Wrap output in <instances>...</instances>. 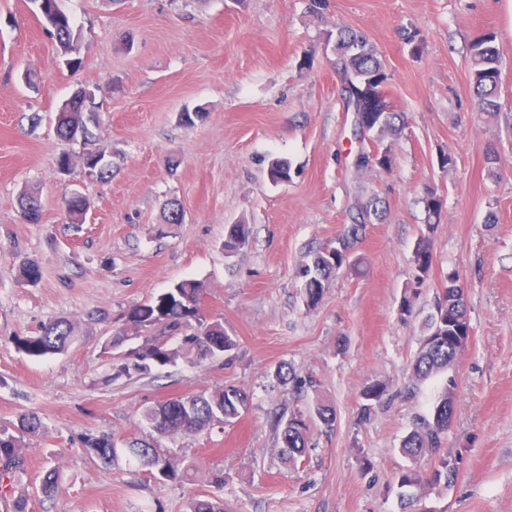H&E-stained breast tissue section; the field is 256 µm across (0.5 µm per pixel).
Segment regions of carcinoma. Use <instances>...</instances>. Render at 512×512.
Here are the masks:
<instances>
[{
  "label": "carcinoma",
  "mask_w": 512,
  "mask_h": 512,
  "mask_svg": "<svg viewBox=\"0 0 512 512\" xmlns=\"http://www.w3.org/2000/svg\"><path fill=\"white\" fill-rule=\"evenodd\" d=\"M61 0H44L43 14L56 16L53 26L47 28L55 39L61 56L68 58L69 68L75 70L82 64L81 47L74 46L75 24L70 14L60 6ZM495 38L490 33L474 37L469 46L470 82L474 90L478 109L494 115L501 108L498 91L501 76V59L494 46ZM336 71L341 81V93L346 109H356L353 120V135L358 142L352 169L357 177L368 173H380L392 168L391 146L384 144L386 138L398 135L405 126V113L394 109H376L375 97L385 94L390 75L381 55L361 32L336 28ZM95 102L83 99L70 101L56 114V131L59 138L67 142L71 131L81 130L83 145L93 142L89 127L92 118L88 111ZM83 167L97 172L98 179L107 177L110 166L105 154L90 149L82 153ZM272 182L279 183L291 178L290 166L283 160L272 161L268 168ZM20 218L30 224L41 220V197L31 189L20 192ZM425 212V231L420 235L412 256L414 277L405 286L398 308L399 319L412 316L419 288L429 278L433 268L432 234L441 223L444 202L441 196L429 192L422 198ZM65 211L73 224L85 222L87 202L82 197L69 196L63 199ZM382 200L376 194L359 195L349 209L350 223L335 241L310 255L303 266L304 278L302 299L304 306L312 310L322 301L325 283L342 270H352L355 263L351 256L356 245L366 234L368 225L383 220ZM249 236L244 224H233L224 239V251L235 253L242 249ZM203 298V287L194 279H185L173 284L165 292L150 301L128 310L124 323L116 329L104 349L110 350L132 339L141 340L126 354V361L117 366V373L129 375L131 371L144 372L151 366H165L179 358L206 360L229 356L237 349V341L224 331L218 321L204 323L198 317ZM188 333L182 337L180 346L172 348L164 334ZM427 334L423 336L419 351L409 368L408 391L440 372L451 368L462 352L456 344L458 337L467 334L470 324L466 303L459 285V273L448 272L443 287L436 298L434 313L426 323ZM75 324L65 319H53L42 325L38 333L17 336V349L32 359L66 352L77 340ZM274 376L282 386L302 390L307 381L284 363L277 367ZM384 393V387L375 383L362 393L365 414L370 413L374 403ZM252 404V396L237 385L219 386L190 396H176L159 401L144 409L142 422L150 434L142 438H121L116 435L85 433L81 443L91 457L105 466L118 464L120 458L135 462L165 480L178 478L177 470L170 462L162 440L175 435L196 434L214 427L231 425L246 414ZM455 410V388L445 387L439 400L426 417H421L412 431L403 440L401 450L413 461L427 460L428 469H409L401 473L400 485L416 489L438 485L454 479L456 470L448 457L439 454L442 442L448 434V425ZM336 422L335 409L317 402L305 415L299 411L284 412L273 421L276 455L293 465L305 457L312 425L325 429L333 428ZM43 427L38 413L27 411L18 416L17 422L0 424V488L12 489L15 474L22 469L21 448L25 447L23 435H39ZM214 490L193 498L189 512H224L221 495L224 477L216 475L212 480ZM37 492L46 500L55 499L60 493V477L51 468L43 475Z\"/></svg>",
  "instance_id": "1"
}]
</instances>
